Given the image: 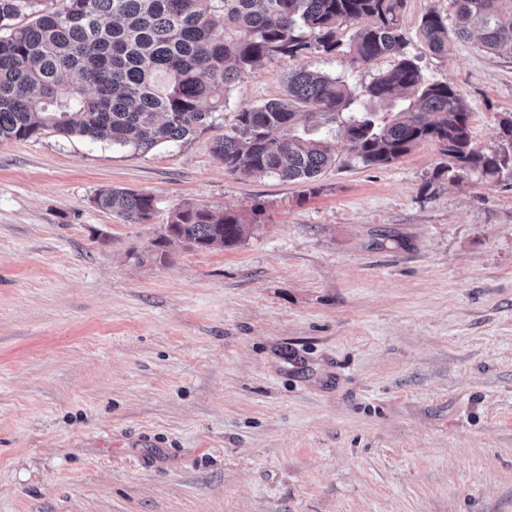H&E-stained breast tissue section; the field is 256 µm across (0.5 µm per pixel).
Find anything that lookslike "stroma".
I'll list each match as a JSON object with an SVG mask.
<instances>
[{
  "mask_svg": "<svg viewBox=\"0 0 512 512\" xmlns=\"http://www.w3.org/2000/svg\"><path fill=\"white\" fill-rule=\"evenodd\" d=\"M424 75L457 87L473 143L512 114V54L419 25ZM256 66L212 126L142 153L47 129L0 141V512H512V179L453 176L430 143L308 185L225 170L244 105L306 69ZM151 194L130 224L94 202ZM197 203L256 220L231 248L153 242Z\"/></svg>",
  "mask_w": 512,
  "mask_h": 512,
  "instance_id": "stroma-1",
  "label": "stroma"
}]
</instances>
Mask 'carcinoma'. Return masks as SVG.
Here are the masks:
<instances>
[{"mask_svg": "<svg viewBox=\"0 0 512 512\" xmlns=\"http://www.w3.org/2000/svg\"><path fill=\"white\" fill-rule=\"evenodd\" d=\"M38 2L0 0V140L52 129L145 153L212 125L229 86L257 63L313 49L343 55L352 67L394 58L361 94L397 106L396 114L380 121L367 107L355 112L357 94L345 81L293 71L284 97L235 112L213 148L225 169L313 183L338 154L310 131L335 122L338 137L366 166L391 164L430 142L457 175L512 178V116L498 124L497 148L472 144L460 91L429 80L420 57L406 51L405 0H63L26 25L16 23ZM449 2L448 15L422 18L429 50L446 55L449 42L476 32L484 51H512V0ZM217 15L233 36L216 34ZM344 25L355 26L346 44L337 38ZM95 202L130 224L155 212L153 196L117 187L99 191ZM248 230L234 211L188 204L171 214L155 246L163 257L177 243L233 247Z\"/></svg>", "mask_w": 512, "mask_h": 512, "instance_id": "1", "label": "carcinoma"}]
</instances>
